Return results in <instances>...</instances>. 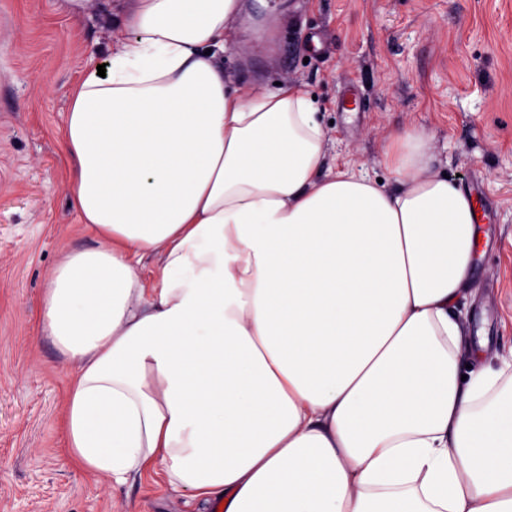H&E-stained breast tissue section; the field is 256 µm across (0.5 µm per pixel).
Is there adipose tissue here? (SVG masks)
I'll list each match as a JSON object with an SVG mask.
<instances>
[{"mask_svg":"<svg viewBox=\"0 0 512 512\" xmlns=\"http://www.w3.org/2000/svg\"><path fill=\"white\" fill-rule=\"evenodd\" d=\"M238 12L129 0L71 91L69 190L100 243L52 269L43 322L79 365L74 462H157L224 512H512V389L486 405L502 372L461 374L472 198L410 129L395 188L322 172L308 92L225 80Z\"/></svg>","mask_w":512,"mask_h":512,"instance_id":"1","label":"adipose tissue"}]
</instances>
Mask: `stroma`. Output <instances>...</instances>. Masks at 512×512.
Here are the masks:
<instances>
[{
  "label": "stroma",
  "instance_id": "obj_1",
  "mask_svg": "<svg viewBox=\"0 0 512 512\" xmlns=\"http://www.w3.org/2000/svg\"><path fill=\"white\" fill-rule=\"evenodd\" d=\"M108 43L96 11L76 24L61 0H0V512H209L160 464L119 484L67 448L78 365L42 315L53 267L98 243L73 207L60 141L86 55L106 57ZM224 74L315 95L326 165L390 187L389 134L423 132L433 172L493 215L461 310L488 341L486 365L512 358V0H243ZM353 96L360 110L345 111Z\"/></svg>",
  "mask_w": 512,
  "mask_h": 512
}]
</instances>
